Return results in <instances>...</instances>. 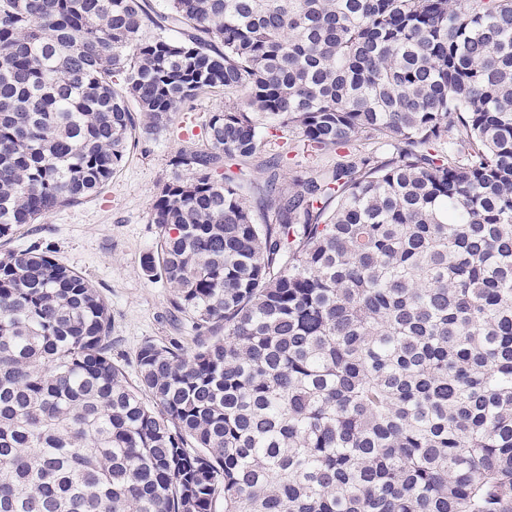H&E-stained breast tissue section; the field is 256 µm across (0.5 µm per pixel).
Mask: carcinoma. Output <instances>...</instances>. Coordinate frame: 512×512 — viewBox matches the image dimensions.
Wrapping results in <instances>:
<instances>
[{
	"label": "carcinoma",
	"mask_w": 512,
	"mask_h": 512,
	"mask_svg": "<svg viewBox=\"0 0 512 512\" xmlns=\"http://www.w3.org/2000/svg\"><path fill=\"white\" fill-rule=\"evenodd\" d=\"M214 90L146 260L193 350L130 382L0 255V512H512V0H0V238ZM286 128L336 161L218 173Z\"/></svg>",
	"instance_id": "obj_1"
}]
</instances>
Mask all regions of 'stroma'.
I'll return each mask as SVG.
<instances>
[{"label":"stroma","mask_w":512,"mask_h":512,"mask_svg":"<svg viewBox=\"0 0 512 512\" xmlns=\"http://www.w3.org/2000/svg\"><path fill=\"white\" fill-rule=\"evenodd\" d=\"M223 92L196 103L194 119L176 113L167 131L140 140L124 165L96 195L27 224L0 239V252L31 245L49 247L54 258L86 277L112 315V359L134 377L136 354L145 342L178 340L194 348L190 323L170 312V290L145 264L159 229L151 203L175 171L171 157L181 148L204 147L202 120L224 109Z\"/></svg>","instance_id":"1"}]
</instances>
